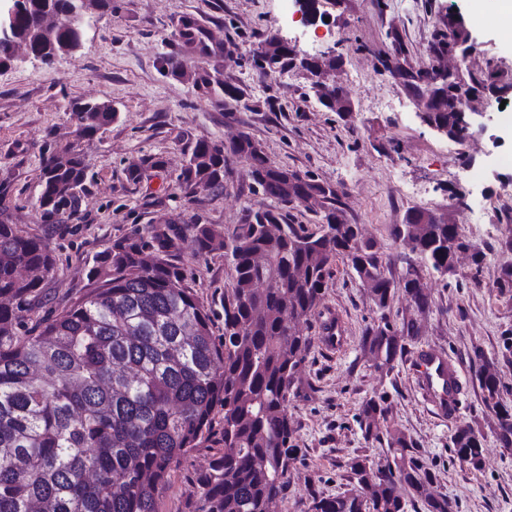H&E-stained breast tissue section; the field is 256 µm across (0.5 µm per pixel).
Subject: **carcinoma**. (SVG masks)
Listing matches in <instances>:
<instances>
[{
  "mask_svg": "<svg viewBox=\"0 0 512 512\" xmlns=\"http://www.w3.org/2000/svg\"><path fill=\"white\" fill-rule=\"evenodd\" d=\"M0 22V70L17 66L23 45L46 66L76 53L93 24L92 12L112 11V0H15ZM429 46L436 59L452 40L468 38L463 21L442 19ZM179 50L160 56L159 71L189 77L197 91L237 102L240 91L224 84L222 49L207 42V31L192 18L175 26ZM190 48L213 59L192 73L184 71L180 50ZM401 60L388 72L429 118L462 132L453 86L435 89L429 68L412 66L403 44ZM264 71L294 68L289 50L272 37L253 53ZM456 81L472 89H512L496 70L479 78L461 72ZM78 143L42 151V189L36 212L43 224L78 218L88 192L86 150L118 113L99 102L75 103ZM246 162V175L261 194L285 207L301 206L318 216L321 230L310 232L287 222L283 210L260 207L227 236L214 224L194 225L196 253L229 260L232 288L224 295V338L216 340L211 309L176 263L180 236L170 224L147 235L127 237L93 258L92 288L60 314L26 327L29 297L54 268L46 240L24 234L0 220V512H157L156 501L173 465L206 443L224 446L209 469L197 474L199 499L191 512H272L283 498L288 476L303 461L294 444L288 398L299 382L300 366L312 338L296 331L311 317L326 278L342 260L362 281L371 282L372 301L389 307L398 284L387 277L376 243L348 223L343 191L335 184L272 165L246 133L236 142L198 141L177 177L191 189L224 188L231 158ZM161 161L149 157L127 168L133 181ZM411 252L441 276L453 272L454 255L470 246L458 226L443 217L411 209L395 227ZM424 314L429 296L416 270L401 280ZM414 319L393 326L383 316L369 326L361 348L377 370L405 353V339L417 336ZM485 402L495 416L503 447H512V408L501 400L503 385L492 362L475 349ZM387 399L371 397L359 407L366 441L384 442ZM483 436L466 423L451 438L459 462H481ZM392 459L374 466L356 454L345 462L352 488L333 496L309 491L306 512H453L446 497L429 493L434 474L412 438L387 442Z\"/></svg>",
  "mask_w": 512,
  "mask_h": 512,
  "instance_id": "carcinoma-1",
  "label": "carcinoma"
}]
</instances>
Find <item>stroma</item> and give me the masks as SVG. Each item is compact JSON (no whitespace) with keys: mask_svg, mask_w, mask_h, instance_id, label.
<instances>
[{"mask_svg":"<svg viewBox=\"0 0 512 512\" xmlns=\"http://www.w3.org/2000/svg\"><path fill=\"white\" fill-rule=\"evenodd\" d=\"M320 9L327 21L306 25L284 18L278 0H112L111 12L97 16L77 53L50 68L28 60L0 71V202L9 206L19 228L48 240L56 258L31 301L27 322L79 302L89 289L86 263L97 253L170 222L180 231L178 262L211 307L214 334L223 336L230 266L223 256L196 253L192 227L214 224L229 235L247 210L272 201L252 191L244 164L236 160L219 192L185 193L177 176L197 141L226 142L247 133L270 163L342 186L345 216L389 258L387 276L398 280L405 273L410 249L393 229L413 208L444 215L485 253L478 266L469 255H459L455 271L445 276L422 270L432 304L421 315L400 288L387 312H380L368 286L337 262L315 315L299 324L313 344L288 414L304 459L291 470L275 512H301L312 489L326 495L347 490L343 463L353 454L385 464L386 448L367 442L356 420L361 402L381 395L391 406L385 429L416 442L436 475L434 494L448 497L458 512H512V451L492 429L478 368L471 362L477 348L496 362L508 389L503 400L512 405V367L502 362L512 344V288L497 286L502 266L512 263V252L502 247L512 233V196L502 193L512 177V117L500 113L494 97L479 96L473 102L480 113L475 138L455 143L419 121L417 103L381 65L397 41L413 66L431 65L433 33L451 10L461 13L479 46L467 64L474 74L512 69V36L475 25L473 0H323ZM183 16L197 18L212 41L223 45L222 78L242 93L238 106L225 107L197 92L190 80L159 72L157 61L169 51L174 25ZM277 36L300 54L341 58L337 78L350 116L324 107L304 72L285 71L272 79L252 67L253 52ZM75 99L109 102L118 118L87 153L89 191L78 220L63 232L40 223L35 209L41 150L49 141L60 146L74 141L75 123L66 106ZM147 157L160 159L161 168L130 180L128 166ZM475 172L480 181L472 180ZM333 315L341 319L347 342L329 354L318 338ZM384 315L396 324L416 318L418 335L408 342L406 356L380 371L360 342L365 328ZM427 347L444 351L458 369L462 390L455 417H438L417 386L411 356ZM463 423L484 436L479 466L453 458L450 439ZM213 455L204 447L181 458L157 512H191L197 499L192 480Z\"/></svg>","mask_w":512,"mask_h":512,"instance_id":"stroma-1","label":"stroma"}]
</instances>
